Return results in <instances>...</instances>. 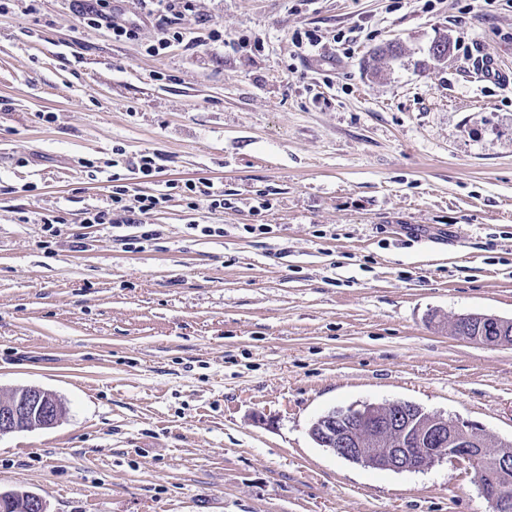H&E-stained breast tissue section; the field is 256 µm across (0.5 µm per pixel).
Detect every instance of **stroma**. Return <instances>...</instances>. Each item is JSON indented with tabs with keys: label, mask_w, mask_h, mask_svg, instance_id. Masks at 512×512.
Returning a JSON list of instances; mask_svg holds the SVG:
<instances>
[{
	"label": "stroma",
	"mask_w": 512,
	"mask_h": 512,
	"mask_svg": "<svg viewBox=\"0 0 512 512\" xmlns=\"http://www.w3.org/2000/svg\"><path fill=\"white\" fill-rule=\"evenodd\" d=\"M190 27L224 51L151 55L161 19L116 41L72 0L0 13V394L66 407L0 437V491L48 512H491L464 466L368 469L309 426L408 400L512 441V347L451 331L512 319V88L473 71L512 74V5L197 0ZM119 147L161 156L139 189L207 178L231 208L172 196L127 251L83 221ZM476 319L478 320V323L476 325L475 334H473L474 325L472 321H475ZM492 322L493 326H490L489 324ZM507 324H509L508 319H504L495 315H473L472 318L464 319L463 321L460 322L457 332L455 333V336L459 339L469 342L475 341L485 346L511 347L512 343L510 344L509 341L511 336H504ZM488 331H498L500 335L486 336V332ZM0 498L13 502L15 512H47L46 502L34 493L26 491L1 492Z\"/></svg>",
	"instance_id": "stroma-1"
}]
</instances>
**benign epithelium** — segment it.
<instances>
[{
    "label": "benign epithelium",
    "mask_w": 512,
    "mask_h": 512,
    "mask_svg": "<svg viewBox=\"0 0 512 512\" xmlns=\"http://www.w3.org/2000/svg\"><path fill=\"white\" fill-rule=\"evenodd\" d=\"M506 327L504 318L474 315L460 322L455 336L508 346ZM488 331L499 335L488 336ZM62 417L61 400L42 387L23 386L0 396V436L30 426L51 428ZM309 433L319 447L367 468L419 472L445 460L463 464L492 512H512V456L488 454L490 439L477 423L438 413L424 420L416 415V403L398 400L385 410L375 403L333 409L316 419ZM0 498L13 502L15 512H47L46 502L34 493L1 492Z\"/></svg>",
    "instance_id": "1"
}]
</instances>
